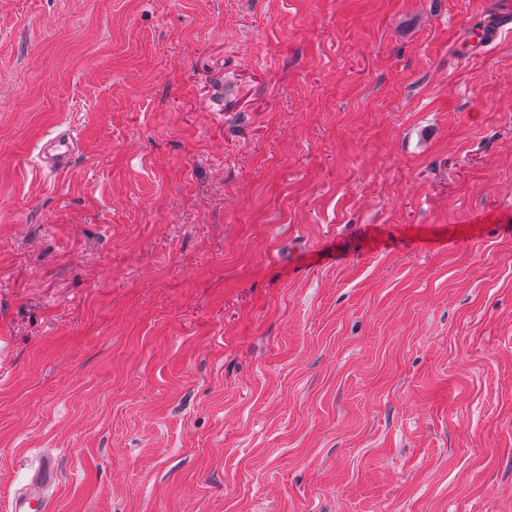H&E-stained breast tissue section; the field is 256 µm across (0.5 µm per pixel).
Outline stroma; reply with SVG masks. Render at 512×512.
Wrapping results in <instances>:
<instances>
[{"label":"stroma","instance_id":"35a3bbf8","mask_svg":"<svg viewBox=\"0 0 512 512\" xmlns=\"http://www.w3.org/2000/svg\"><path fill=\"white\" fill-rule=\"evenodd\" d=\"M511 6L0 0V512H512ZM79 151V136L71 129L61 130L49 138L40 151L41 166L50 171L63 170ZM56 481L55 468L43 464L34 471L27 487L11 501V512H52V489Z\"/></svg>","mask_w":512,"mask_h":512}]
</instances>
